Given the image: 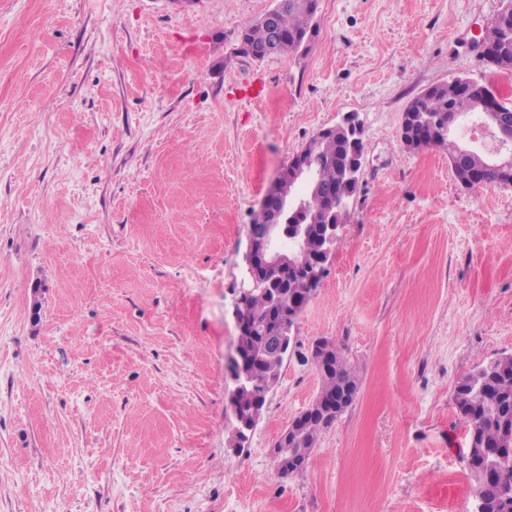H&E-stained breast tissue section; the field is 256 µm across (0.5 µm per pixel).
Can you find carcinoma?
Returning <instances> with one entry per match:
<instances>
[{
	"label": "carcinoma",
	"mask_w": 512,
	"mask_h": 512,
	"mask_svg": "<svg viewBox=\"0 0 512 512\" xmlns=\"http://www.w3.org/2000/svg\"><path fill=\"white\" fill-rule=\"evenodd\" d=\"M319 0H281L277 9V27L280 38L276 46H270L271 35L259 20L244 23L238 32L242 38L239 53L254 59L267 57L268 50L275 54H296L310 47L316 33L313 19L318 11ZM485 58L497 68L512 69V0L507 3L494 21L486 28ZM408 121L404 141L413 148L447 146L448 124H456L466 114L480 115L475 95L459 91L458 86L444 83L435 86L416 98L407 108ZM356 150L349 136L342 132L325 137L314 156L313 166L317 172L320 192L309 201L308 223L314 225L310 237V249L321 247V237L315 226L331 222L342 224L348 208L336 206L333 216L327 217L325 209L329 202L341 192L354 196L358 180L351 178L357 162ZM486 156L473 150L456 163L455 175L460 178L472 169L484 166ZM318 283H312L307 273L293 272L280 287V303L263 288L255 289L246 300L241 311L246 327L238 331L237 349L246 361L245 372L250 374V384L241 387L236 398L238 412L249 419H260L267 401L265 384L280 378L284 358L272 351L264 350L265 336L252 328L254 323L268 327V331L283 327L281 306L296 303L314 294ZM320 396L332 400L336 391L347 387L351 393L358 389V376L341 348H336V357L331 367L321 373ZM455 400L468 426V434L477 435L487 448L497 447L501 441H512V354H505L490 361V366L481 365L473 373L462 378L456 385ZM333 424L331 420L310 417L299 427L298 435L290 443L288 454L298 462L295 471L306 465L321 432ZM497 463L503 471L512 475V457L494 461L475 450L466 457L470 476L476 481L477 499L483 502L484 512H512V488H505L499 479L479 482L481 473L491 463Z\"/></svg>",
	"instance_id": "carcinoma-1"
}]
</instances>
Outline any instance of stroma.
<instances>
[{
    "label": "stroma",
    "mask_w": 512,
    "mask_h": 512,
    "mask_svg": "<svg viewBox=\"0 0 512 512\" xmlns=\"http://www.w3.org/2000/svg\"><path fill=\"white\" fill-rule=\"evenodd\" d=\"M502 4L320 0L309 51L257 60L237 34L275 0H0V512H472L454 394L512 354V185H461L401 125L456 76L512 106V71L474 44ZM258 76L266 96L243 97ZM349 112V216L229 448L248 228ZM320 340L360 389L282 478L272 448L321 390ZM327 130L328 129L320 131L300 153L299 158L288 164V168L286 169L288 179L294 184L298 183L303 176L309 175L310 157L315 154L321 140V135Z\"/></svg>",
    "instance_id": "1"
}]
</instances>
